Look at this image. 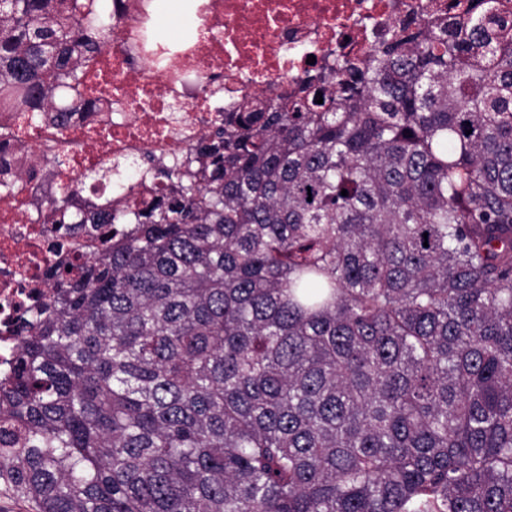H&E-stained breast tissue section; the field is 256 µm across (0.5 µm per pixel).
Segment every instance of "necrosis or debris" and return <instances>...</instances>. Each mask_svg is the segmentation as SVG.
<instances>
[{
  "mask_svg": "<svg viewBox=\"0 0 512 512\" xmlns=\"http://www.w3.org/2000/svg\"><path fill=\"white\" fill-rule=\"evenodd\" d=\"M197 35L161 38L152 0H113L112 46L86 66L104 89L95 108L60 125L1 112L12 135L17 189L0 194V364L19 343L18 317L49 290L64 227L34 206L28 174L50 167L68 182L89 169L143 156L176 165L223 111L246 96L280 99L322 74L336 56L355 60L395 24L446 7L447 0H195ZM315 63H308V56Z\"/></svg>",
  "mask_w": 512,
  "mask_h": 512,
  "instance_id": "necrosis-or-debris-1",
  "label": "necrosis or debris"
}]
</instances>
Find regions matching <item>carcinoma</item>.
<instances>
[{
  "instance_id": "cac0c4a2",
  "label": "carcinoma",
  "mask_w": 512,
  "mask_h": 512,
  "mask_svg": "<svg viewBox=\"0 0 512 512\" xmlns=\"http://www.w3.org/2000/svg\"><path fill=\"white\" fill-rule=\"evenodd\" d=\"M111 42L98 0H0V109L89 108L84 64ZM191 151L201 179L131 210L43 176L40 209L103 249L75 250L20 317L0 501L512 512V23L496 0L403 21L300 95L243 101Z\"/></svg>"
}]
</instances>
